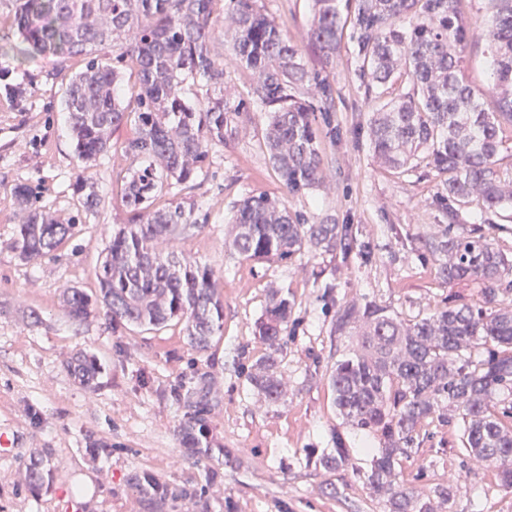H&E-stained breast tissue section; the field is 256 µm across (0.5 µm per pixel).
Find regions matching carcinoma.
Listing matches in <instances>:
<instances>
[{"label": "carcinoma", "mask_w": 512, "mask_h": 512, "mask_svg": "<svg viewBox=\"0 0 512 512\" xmlns=\"http://www.w3.org/2000/svg\"><path fill=\"white\" fill-rule=\"evenodd\" d=\"M460 2L314 0L311 39L325 58L336 53L344 6L366 93L399 78L410 85L372 115L370 147L377 159L404 171L426 160L442 176V199L475 201L479 209L470 233L453 235L446 227L428 242L442 281L477 285V303L409 321L372 303L361 310L336 306L333 335L356 344L336 359L329 375L333 402L349 426L379 439L364 479L385 498L388 512H431L424 491L406 487L396 469L419 446L426 425L448 423L450 407L461 419L464 456L494 466L502 485L512 489V309L497 307L499 296L512 295V257L481 228L512 210L500 158L504 129L512 130V0H490L495 12L481 32L497 92L493 109L462 75V54L473 33ZM12 25L18 34L14 50L22 58L51 57L60 64L82 58L63 96L79 162L92 163L108 151L118 129L133 126L124 146L138 163L122 188L127 223L112 232L103 250L95 292H66L69 317L82 322L101 313L112 324L151 327L177 318L185 322L191 347L207 350L224 330L221 276L181 251L159 248V242L172 243L197 227L194 205L165 201L167 189H193L209 148L233 139L252 101L266 114L265 146L287 191L316 187L323 159L313 100L332 99L331 86L311 74L297 45L262 13L258 0H18ZM221 26L230 63L253 71L248 98L235 102L218 93L191 104L179 94L189 78L224 88L227 63L211 49ZM108 45L115 55L97 54ZM127 66L140 81L132 109L120 98ZM0 94L19 104L27 90L0 74ZM76 193L83 210L98 206L94 185L81 181ZM15 199L25 218L10 247L22 262L49 255L73 235L76 224H62L38 205L35 189L20 185ZM234 224L226 247L246 261H290L308 247L350 248L347 226L309 224L266 195L240 200ZM292 308L288 297L276 294L256 326L269 352L248 382L270 402L282 395L278 345L288 335ZM66 368L86 385L102 373L98 359L84 352ZM204 412L197 409L179 429L183 446L200 460L214 452ZM314 463L331 471L351 466L341 435ZM48 473L44 458H33L24 483L35 492ZM132 487L147 512L177 500L210 512L202 487L171 486L148 473L133 477Z\"/></svg>", "instance_id": "obj_1"}]
</instances>
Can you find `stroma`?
<instances>
[{
  "instance_id": "35a3bbf8",
  "label": "stroma",
  "mask_w": 512,
  "mask_h": 512,
  "mask_svg": "<svg viewBox=\"0 0 512 512\" xmlns=\"http://www.w3.org/2000/svg\"><path fill=\"white\" fill-rule=\"evenodd\" d=\"M262 11L297 44L307 67L333 87V102L319 115L324 181L301 194L287 193L263 143L264 114L252 113L238 137L215 146L190 191L173 187V199L190 197L199 220L175 247L223 275L224 333L196 351L184 325L148 329L77 322L60 304L70 288H93L95 270L113 228L127 212L118 192L131 161L122 150L129 128L90 167L74 153L62 97L76 62L19 60L8 17L15 0H0V72L26 85L15 105L0 97V431L12 445L0 449V512H145L131 487L149 473L172 485L200 484L205 467L217 481L208 489L211 512H385L382 497L359 474L370 466L363 433L337 414L329 374L350 339L332 334L336 305L372 301L402 319L421 318L448 303L472 299L474 290L439 277L426 243L444 225L468 231L472 202H446L440 178L427 163L406 172L381 165L369 142L373 107L360 77V59L343 35L331 60L310 40L313 0H259ZM484 41L463 55L471 88L494 101ZM95 183L96 211L78 210L75 184ZM29 185L58 220L76 222L74 234L50 255L21 262L10 249L23 215L17 186ZM283 199L291 212L316 224L346 225L349 251H305L292 262H254L226 248L234 205L250 195ZM288 295L293 312L280 351L283 396L264 401L247 374L266 350L254 336L273 291ZM43 322L27 325L23 311ZM94 353L104 366L95 387L77 383L66 362L75 352ZM205 391L210 432L220 447L208 463L188 456L179 427L192 409L190 392ZM448 425L431 424L418 451L400 464V477L425 491L452 484L450 501L433 498L434 512H470L481 494L484 512H512V489L492 468L463 460L456 413ZM344 439L351 469L328 471L309 463ZM43 454L49 483L35 494L21 484L24 464Z\"/></svg>"
}]
</instances>
